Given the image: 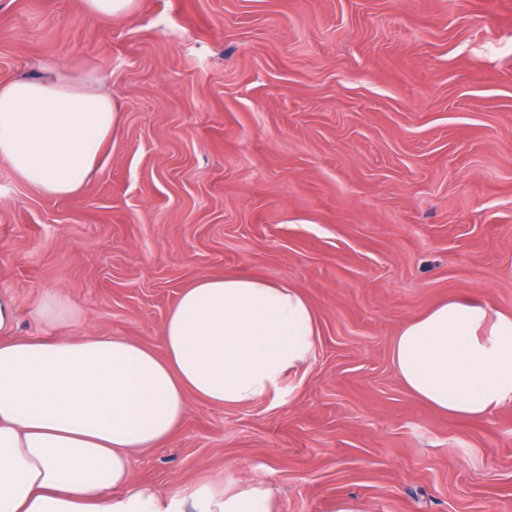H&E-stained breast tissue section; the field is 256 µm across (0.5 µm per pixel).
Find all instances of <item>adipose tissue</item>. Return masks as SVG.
Returning <instances> with one entry per match:
<instances>
[{"instance_id": "obj_1", "label": "adipose tissue", "mask_w": 512, "mask_h": 512, "mask_svg": "<svg viewBox=\"0 0 512 512\" xmlns=\"http://www.w3.org/2000/svg\"><path fill=\"white\" fill-rule=\"evenodd\" d=\"M0 81V160L48 198L78 193L120 122L93 73L54 61ZM0 293V512H277L264 483L202 478L163 494L132 455L169 439L188 397L215 407L276 400L309 373L318 315L297 288L246 273L184 288L162 349L124 336H17ZM391 360L417 398L455 417L512 402V314L451 298L408 321Z\"/></svg>"}]
</instances>
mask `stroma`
Segmentation results:
<instances>
[{
    "label": "stroma",
    "mask_w": 512,
    "mask_h": 512,
    "mask_svg": "<svg viewBox=\"0 0 512 512\" xmlns=\"http://www.w3.org/2000/svg\"><path fill=\"white\" fill-rule=\"evenodd\" d=\"M53 59L123 108L97 173L47 198L0 161V290L21 336L158 349L203 275L282 282L315 307L314 365L274 402L189 399L138 454L172 491L245 478L278 512H512V404L454 418L390 345L437 303L512 313V0H0V80ZM59 322L36 318L47 293ZM139 0H84L86 13L99 21L112 23V19L132 16ZM66 313V304L62 295L49 293L43 296L36 308V315L42 321H54Z\"/></svg>",
    "instance_id": "1"
}]
</instances>
